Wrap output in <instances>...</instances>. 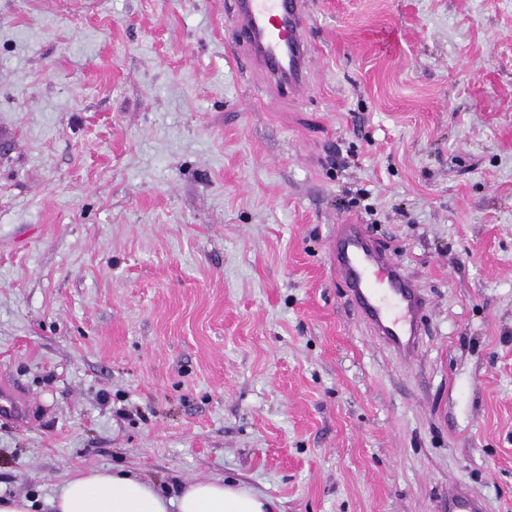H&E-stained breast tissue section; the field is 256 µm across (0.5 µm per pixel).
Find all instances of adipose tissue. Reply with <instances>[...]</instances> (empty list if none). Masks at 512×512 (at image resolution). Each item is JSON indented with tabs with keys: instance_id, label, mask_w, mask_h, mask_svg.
Returning a JSON list of instances; mask_svg holds the SVG:
<instances>
[{
	"instance_id": "obj_1",
	"label": "adipose tissue",
	"mask_w": 512,
	"mask_h": 512,
	"mask_svg": "<svg viewBox=\"0 0 512 512\" xmlns=\"http://www.w3.org/2000/svg\"><path fill=\"white\" fill-rule=\"evenodd\" d=\"M45 505L48 512H281L274 498L222 476L185 483L172 493L113 466L69 477Z\"/></svg>"
}]
</instances>
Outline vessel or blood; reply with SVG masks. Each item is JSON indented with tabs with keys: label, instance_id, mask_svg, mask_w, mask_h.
<instances>
[{
	"label": "vessel or blood",
	"instance_id": "1",
	"mask_svg": "<svg viewBox=\"0 0 512 512\" xmlns=\"http://www.w3.org/2000/svg\"><path fill=\"white\" fill-rule=\"evenodd\" d=\"M308 0H232L240 40L237 59L261 70L273 89L305 94L312 50L305 35ZM336 275L363 318L401 357L416 356L427 299L400 265L381 250L362 224H340L331 244ZM0 417L20 425L34 421L32 406L16 387L0 382ZM448 512H484L459 489L448 492Z\"/></svg>",
	"mask_w": 512,
	"mask_h": 512
}]
</instances>
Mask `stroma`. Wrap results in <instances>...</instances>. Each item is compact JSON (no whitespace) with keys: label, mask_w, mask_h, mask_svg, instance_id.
Segmentation results:
<instances>
[{"label":"stroma","mask_w":512,"mask_h":512,"mask_svg":"<svg viewBox=\"0 0 512 512\" xmlns=\"http://www.w3.org/2000/svg\"><path fill=\"white\" fill-rule=\"evenodd\" d=\"M231 0H0V493L122 466L283 512H512V0H310L309 92ZM430 305L405 359L328 245ZM32 406L16 387L1 380L0 382V417L19 425H30L34 421ZM445 512H484L480 503L456 486L448 491V511Z\"/></svg>","instance_id":"35a3bbf8"}]
</instances>
